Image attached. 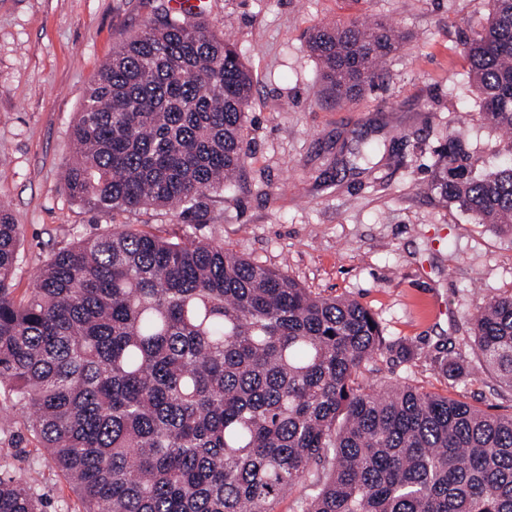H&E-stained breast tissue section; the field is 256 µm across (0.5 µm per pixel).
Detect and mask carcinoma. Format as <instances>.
<instances>
[{"label": "carcinoma", "instance_id": "1", "mask_svg": "<svg viewBox=\"0 0 512 512\" xmlns=\"http://www.w3.org/2000/svg\"><path fill=\"white\" fill-rule=\"evenodd\" d=\"M465 40L471 91L512 135V0ZM394 27L336 22L306 47L322 100L376 87ZM253 80L236 45L187 15L132 35L73 126L71 199L105 216L143 206L195 220L248 154ZM431 188L512 234V162L483 172L456 135ZM20 229L0 212V390L29 414L83 512H512V414L413 385L363 387L385 343L359 301L191 237L128 224L77 238L18 298ZM474 345L512 391V292L486 296ZM0 459V512H47L37 460Z\"/></svg>", "mask_w": 512, "mask_h": 512}]
</instances>
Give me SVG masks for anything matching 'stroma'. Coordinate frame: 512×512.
I'll list each match as a JSON object with an SVG mask.
<instances>
[{
	"mask_svg": "<svg viewBox=\"0 0 512 512\" xmlns=\"http://www.w3.org/2000/svg\"><path fill=\"white\" fill-rule=\"evenodd\" d=\"M170 10L169 0H0V209L20 228L18 293L52 253L112 222L214 239L314 292L369 308L394 348L368 364L365 384H410L512 413V391L486 366L470 324L484 296L512 292V236L431 189L451 132L478 167L507 154L506 137L470 92L464 54L490 0H202L206 26L231 38L253 75L245 168L234 189L209 199L202 222L153 207L109 218L66 192L71 128L100 64ZM363 17L399 26L404 46L362 98L318 101L307 33ZM361 138L381 146L372 163L347 160ZM444 343L463 359L461 374L432 364ZM24 420L18 410L0 414V452L12 455L17 477L45 456Z\"/></svg>",
	"mask_w": 512,
	"mask_h": 512,
	"instance_id": "stroma-1",
	"label": "stroma"
}]
</instances>
